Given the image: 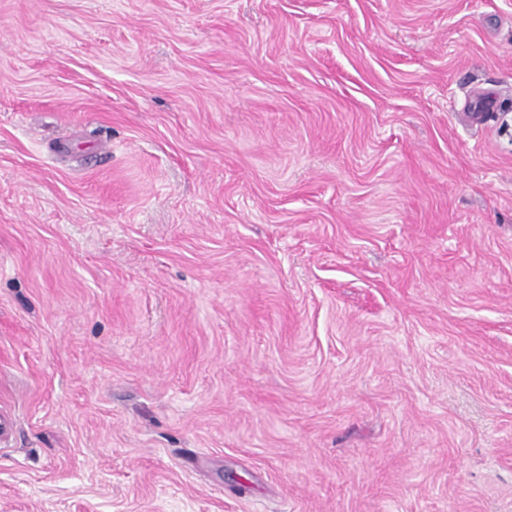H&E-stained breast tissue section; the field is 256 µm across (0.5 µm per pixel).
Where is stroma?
<instances>
[{"label": "stroma", "mask_w": 512, "mask_h": 512, "mask_svg": "<svg viewBox=\"0 0 512 512\" xmlns=\"http://www.w3.org/2000/svg\"><path fill=\"white\" fill-rule=\"evenodd\" d=\"M1 419L0 512H512V0H0Z\"/></svg>", "instance_id": "1"}]
</instances>
